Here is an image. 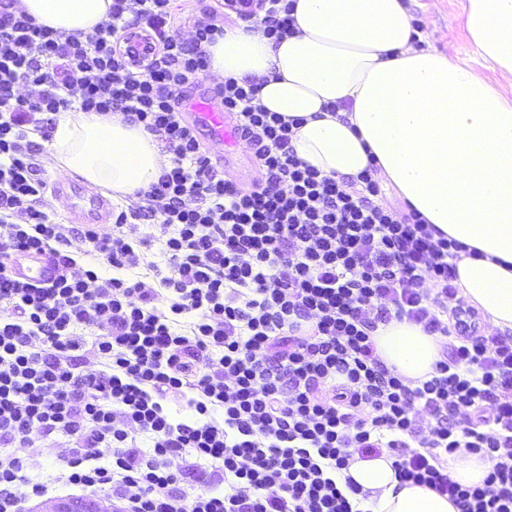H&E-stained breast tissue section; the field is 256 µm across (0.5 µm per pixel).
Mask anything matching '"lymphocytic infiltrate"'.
Listing matches in <instances>:
<instances>
[{"instance_id":"1","label":"lymphocytic infiltrate","mask_w":512,"mask_h":512,"mask_svg":"<svg viewBox=\"0 0 512 512\" xmlns=\"http://www.w3.org/2000/svg\"><path fill=\"white\" fill-rule=\"evenodd\" d=\"M15 3L0 0V240L60 271L34 284L0 264V512L46 490L12 452L35 432L66 438L60 480L110 489L130 512H359L360 487L337 476L384 450L400 482L459 512H512V336L470 335L449 309L460 245L379 204L371 172L344 185L298 161L291 122L253 84L217 93L259 166L254 190L226 181L180 117L205 44L234 19L282 40L291 0H220L190 20L184 0H112L88 34L37 25ZM68 110L122 113L163 144L169 168L113 232L81 234L134 269L125 225L162 226L168 270L155 285L68 272L73 232L39 208L48 180L29 139ZM394 318L447 337L430 379L406 381L377 357L372 333ZM170 396L197 420L175 421ZM462 449L490 461L482 484L450 477L445 460ZM184 481L195 495L178 494Z\"/></svg>"}]
</instances>
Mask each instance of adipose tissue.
Here are the masks:
<instances>
[{"label":"adipose tissue","instance_id":"1","mask_svg":"<svg viewBox=\"0 0 512 512\" xmlns=\"http://www.w3.org/2000/svg\"><path fill=\"white\" fill-rule=\"evenodd\" d=\"M36 24L94 32L112 0H18ZM294 32L271 41L261 23H229L206 44L207 76L257 85L256 98L299 119L296 159L339 182L366 169L441 236L462 244L456 298L494 331H512V0H464L470 43L488 80L450 56L415 46L404 0H295ZM46 148L57 170L105 188L124 204L169 162L157 136L119 113L59 115ZM376 353L403 378H429L438 336L394 320L373 333ZM347 474L367 512H458L433 489L400 483L388 455Z\"/></svg>","mask_w":512,"mask_h":512}]
</instances>
